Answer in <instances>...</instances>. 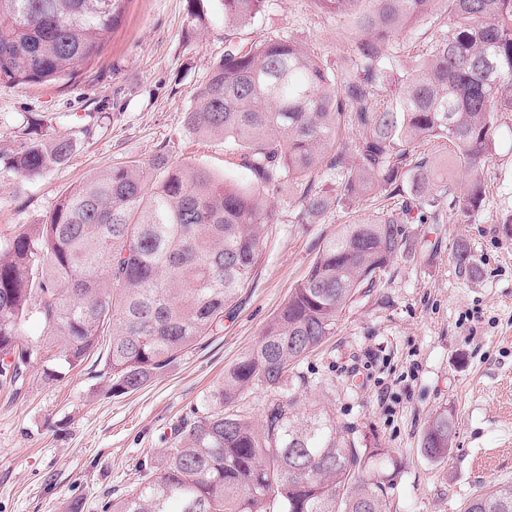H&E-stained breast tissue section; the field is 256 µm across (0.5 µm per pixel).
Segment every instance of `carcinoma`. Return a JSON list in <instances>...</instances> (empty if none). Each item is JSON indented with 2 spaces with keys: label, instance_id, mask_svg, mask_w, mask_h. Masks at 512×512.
I'll return each instance as SVG.
<instances>
[{
  "label": "carcinoma",
  "instance_id": "carcinoma-1",
  "mask_svg": "<svg viewBox=\"0 0 512 512\" xmlns=\"http://www.w3.org/2000/svg\"><path fill=\"white\" fill-rule=\"evenodd\" d=\"M122 2L0 0V83L72 75L99 52ZM265 3L222 0L224 57L185 117L224 139L250 183L163 150L143 166L111 165L61 196L45 223L18 227L0 244V389L18 393L38 360L58 380L95 353L112 392L141 389L235 313L279 221L267 201L285 187L298 224L366 197L400 198L401 211L341 226L259 343L102 512H386L390 475L373 470L374 452L321 410L298 416L288 379L356 294L380 282L412 211L446 200L466 224L480 209L483 170L512 114V0H311L360 30L335 66L291 38L243 36ZM436 13L440 33L424 54L409 66L390 57L396 35ZM428 141L453 156L465 190L422 149ZM77 148L72 138H25L0 153V178L42 176ZM320 167L341 172L335 188L317 181ZM453 260L465 278L480 276L466 242ZM31 318L43 335L24 336ZM258 387L275 398L255 425L235 406ZM455 429L448 409L435 412L425 455L445 458ZM464 512H512V483L485 488Z\"/></svg>",
  "mask_w": 512,
  "mask_h": 512
}]
</instances>
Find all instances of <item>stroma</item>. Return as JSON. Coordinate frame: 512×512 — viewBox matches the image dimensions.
Instances as JSON below:
<instances>
[{
    "label": "stroma",
    "mask_w": 512,
    "mask_h": 512,
    "mask_svg": "<svg viewBox=\"0 0 512 512\" xmlns=\"http://www.w3.org/2000/svg\"><path fill=\"white\" fill-rule=\"evenodd\" d=\"M128 0L101 52L62 80L0 85V151L23 133L73 136L68 163L34 179L0 181V239L39 224L61 194L116 161H173L246 184L224 163V142L189 132L184 117L224 54L221 0ZM248 37L284 35L336 59L355 39L347 18L310 0H268ZM482 206L470 223L410 220L407 244L376 287L346 306L332 336L298 367V412L320 408L354 425L361 447L380 449L393 476L388 512H463L472 495L512 482V131L502 130L484 170ZM274 225L258 274L219 334L142 389L113 394L88 358L64 381L31 367L19 397L0 392V512H101L104 499L137 483L141 462L174 424L260 340L265 326L347 220L339 208L292 223L295 197L274 199ZM465 239L482 276L466 281L453 261ZM452 412L447 457L427 459L428 419Z\"/></svg>",
    "instance_id": "obj_1"
}]
</instances>
